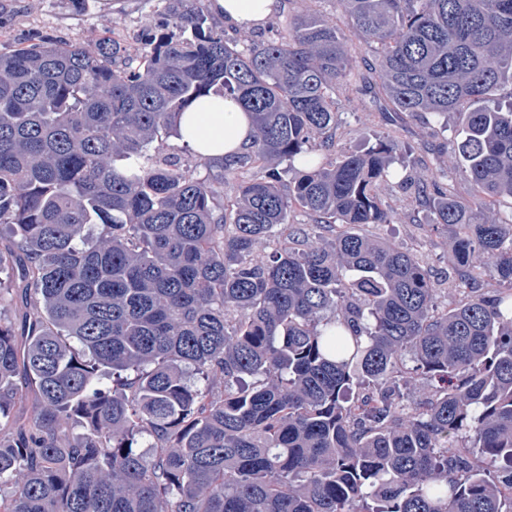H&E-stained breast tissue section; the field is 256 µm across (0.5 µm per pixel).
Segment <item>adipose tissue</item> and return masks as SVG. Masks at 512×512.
<instances>
[{
  "mask_svg": "<svg viewBox=\"0 0 512 512\" xmlns=\"http://www.w3.org/2000/svg\"><path fill=\"white\" fill-rule=\"evenodd\" d=\"M213 14L238 28L260 26L273 12L276 0H208ZM253 118L231 97L204 98L182 118V141L206 158L232 157L252 141Z\"/></svg>",
  "mask_w": 512,
  "mask_h": 512,
  "instance_id": "ef3b65f1",
  "label": "adipose tissue"
}]
</instances>
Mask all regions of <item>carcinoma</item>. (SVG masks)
Returning <instances> with one entry per match:
<instances>
[{
	"mask_svg": "<svg viewBox=\"0 0 512 512\" xmlns=\"http://www.w3.org/2000/svg\"><path fill=\"white\" fill-rule=\"evenodd\" d=\"M163 2L135 55L0 51V512H512V224L485 214L512 198V103L469 107L512 85V0H340L394 107L454 116L475 194L417 187L458 229L450 307L349 231L387 222L398 143L336 154L343 29L241 46ZM210 96L252 112L250 145L170 150Z\"/></svg>",
	"mask_w": 512,
	"mask_h": 512,
	"instance_id": "carcinoma-1",
	"label": "carcinoma"
}]
</instances>
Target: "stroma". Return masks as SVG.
<instances>
[{
	"label": "stroma",
	"mask_w": 512,
	"mask_h": 512,
	"mask_svg": "<svg viewBox=\"0 0 512 512\" xmlns=\"http://www.w3.org/2000/svg\"><path fill=\"white\" fill-rule=\"evenodd\" d=\"M159 7V0H0V50L12 49L39 32L85 47L108 37L133 53L138 34L156 17ZM305 14L332 23L343 18L339 0H278L272 25L284 33L289 21ZM346 35L354 49L352 71L367 75L368 81L334 92L336 149L362 152L389 133L401 145L394 175L381 191L388 223L361 224L355 231L417 255L437 288L439 304L455 302L461 285L450 263L456 229L433 223L428 208L416 203L413 190L414 184L434 180L458 197L472 196L473 187L451 146L454 126L446 118L429 114H405L389 121L386 114L392 106L380 92L377 76L369 72L374 52L359 42L354 30Z\"/></svg>",
	"instance_id": "stroma-1"
}]
</instances>
